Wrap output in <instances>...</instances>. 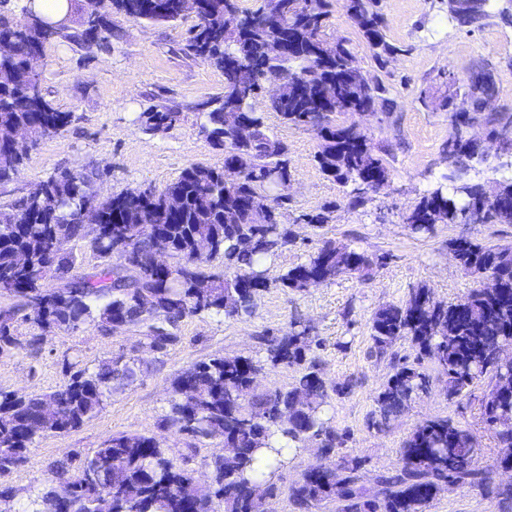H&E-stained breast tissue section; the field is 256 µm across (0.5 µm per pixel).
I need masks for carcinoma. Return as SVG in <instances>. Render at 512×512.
Instances as JSON below:
<instances>
[{
  "label": "carcinoma",
  "instance_id": "cac0c4a2",
  "mask_svg": "<svg viewBox=\"0 0 512 512\" xmlns=\"http://www.w3.org/2000/svg\"><path fill=\"white\" fill-rule=\"evenodd\" d=\"M68 24L45 38L36 26L21 23L17 0H0V68L12 74L0 86V129L24 127L35 141L57 134L73 121L44 92L39 74L30 70L34 55L46 56L48 46L65 38L81 47L109 43L113 36L108 17L96 19L83 0H71ZM491 0H449L448 12L461 26H472L488 16ZM342 7L371 50L382 72L396 47L388 42L381 0H342ZM252 18L255 23L224 27V9ZM109 10L146 24H176L187 19L180 0H112ZM199 16L188 30L185 50L224 73V91L204 104L206 123L201 132L224 148L220 168L194 164L161 191L127 190L101 197L91 190L92 176L62 169L42 181L44 195L27 194L0 208V295L21 301L13 310H0V354L37 344L53 330H77L88 323L111 332L143 320V298L151 297L162 323L148 325L146 345L163 350L176 336L170 329L189 314L234 317L248 310L271 286L257 266L294 241L283 223L288 201V147L265 121L273 112L291 126L311 128L320 141L317 162L321 171L342 186H352L347 205L356 209L368 200L360 186L389 180L387 147L364 131L351 132L340 115L381 110L391 114L396 101L390 85L358 65L346 38H326L332 15L330 0H261L255 10H244L239 0H199ZM288 80L283 99H268L258 111L254 102L266 79ZM242 114L252 130L240 142L227 135L226 108ZM145 130L170 127L178 112L151 109L140 114ZM483 121L495 134L512 127V114L482 116L473 109L450 116L447 147L455 149L457 171L465 161L483 154L466 128ZM28 153L0 143V183L18 175ZM500 197L489 204L486 188L463 182L453 193L439 186L426 191L404 218L415 234L433 232L438 224H459L471 209H481L485 224H512V180L499 182ZM174 196L177 215L167 208ZM98 206L101 232L95 249L107 260L93 274H70L66 253L55 255L53 270L66 280L61 288L42 287L38 271L54 243L84 235L81 212L85 203ZM159 231L181 262L169 267L143 261ZM124 234L129 249L114 252V237ZM463 270L471 275L492 273L499 284L475 288L455 303L434 300L427 287L412 290L404 303L379 308L372 318V352L387 354L398 340L416 349V362L392 360L393 373L375 398L378 428L398 416L419 394L429 390L430 376L423 362L444 376V390L452 400L479 382L489 380L481 400V419L498 444L512 448V370L498 369L487 353L512 337V250L499 249L467 236L448 242ZM28 256L29 267L17 264V254ZM224 259L220 274L204 275L200 265ZM373 259L365 252L338 247L330 240L276 279L283 291L304 292L315 287L311 276L321 272L325 282L341 275L369 276ZM29 322L38 333L22 342L14 323ZM313 339L294 321L284 335L268 340L266 355L224 356L198 362L173 382L169 422L195 440H218L238 449L233 458L213 457L210 481L201 484L186 467L197 449L188 446L172 453L143 434L109 436L85 458L59 460L46 483L17 497L11 487L0 489V512H49L58 498L72 512H262L263 496L277 487L262 482L257 472L265 456L285 458L284 449H297L307 437L333 456L345 444L344 435L327 424L324 407L330 392L340 395L351 382L327 386L319 364L311 357ZM297 367L299 376L286 391L274 396L250 386L253 374L268 367ZM68 379L58 389L15 399L0 390V478L26 464L37 434L32 431L45 401L61 406L59 431L70 432L97 415L112 397V383L130 382L135 370L112 359L90 368L68 366ZM481 448L471 427L449 417L427 420L402 444V466L394 474L376 476V490L368 496L359 485L361 462L355 458L336 466L328 476L310 466L289 488L296 512H312L334 498L338 512H426L446 479L458 484L485 486L487 472L478 467ZM122 480L112 483L115 472Z\"/></svg>",
  "mask_w": 512,
  "mask_h": 512
}]
</instances>
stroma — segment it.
Here are the masks:
<instances>
[{"label":"stroma","instance_id":"obj_1","mask_svg":"<svg viewBox=\"0 0 512 512\" xmlns=\"http://www.w3.org/2000/svg\"><path fill=\"white\" fill-rule=\"evenodd\" d=\"M382 12L387 39L397 48L387 67L397 109L390 115L362 117L361 123L392 146L389 183L363 207L349 209L343 187L319 168L315 133L268 115L271 130L288 145L292 186L283 221L296 239L263 268L269 277H277L324 240L383 257V264L365 281L341 276L301 293L270 288L249 311L233 318L186 316L175 341L161 352L146 347V326L137 323L114 333L93 324L57 330L44 335L35 351L0 355V390L24 395L56 389L67 377L68 363L75 361L91 367L112 358L136 371L133 382L113 384L103 411L80 428L38 438L28 463L7 478V485L22 492L42 486L55 462L89 454L118 432L155 437L177 452L197 444L191 465L198 475H208L205 460L219 454L221 446L208 439L192 441L167 422L173 380L192 364L211 358L265 356L267 339L282 335L297 319L319 343L314 353L327 383L355 381L347 393L331 396L325 416L347 437L340 456L361 460L365 486H372L375 476L400 468L402 443L416 425L448 416L476 433L482 448L479 465L491 471L489 486H445L427 512H512V476L495 471L501 450L480 418L483 386L450 400L439 373H432L429 391L386 427L369 425L374 398L392 372L389 358L370 353L374 312L403 303L410 291L422 286L444 303L480 287V278L466 274L453 258L448 248L452 238L467 235L512 248V224H439L431 234L415 235L403 222L419 197L443 183L451 170L443 152L448 114L425 107L422 96L445 94L453 107H460L467 74L486 61L495 69L499 104L512 113V17L495 6L482 24L463 27L451 18L448 0H382ZM108 19L114 32L110 44L88 50L58 39L48 47L39 68L42 86L74 120L42 139L20 173L0 183V205L26 196L60 168L98 172L93 189L107 197L129 189H163L192 164L223 165V150L200 131L205 116L199 106L220 94L224 74L184 53L188 23L143 24L115 12ZM150 107L180 113L181 119L157 132L144 131L139 116ZM326 206L333 209L328 224L316 228L298 223L299 215ZM314 461V449L304 448L267 472L279 493L265 502L266 512H294L288 489Z\"/></svg>","mask_w":512,"mask_h":512}]
</instances>
